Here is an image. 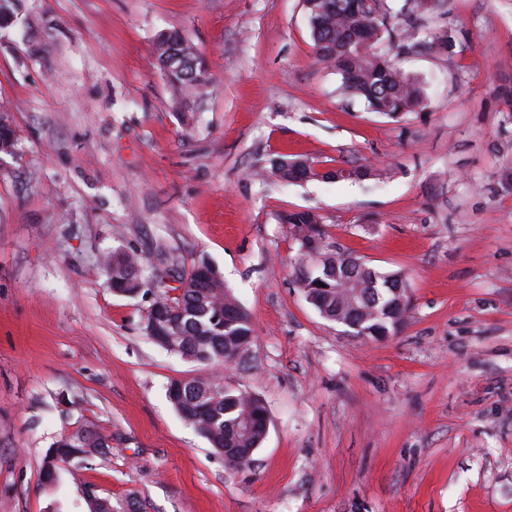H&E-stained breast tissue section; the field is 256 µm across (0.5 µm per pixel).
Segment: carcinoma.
<instances>
[{"label": "carcinoma", "instance_id": "carcinoma-1", "mask_svg": "<svg viewBox=\"0 0 512 512\" xmlns=\"http://www.w3.org/2000/svg\"><path fill=\"white\" fill-rule=\"evenodd\" d=\"M445 0H402L398 9L390 0H303L317 60L332 67L340 78V95L360 101L371 112L399 118L416 111L424 102L421 81L405 73L385 50L397 44L398 52L420 47L429 53L454 57L457 38L452 28H433L420 34L413 20L443 5ZM159 68L176 101L199 98L211 79L204 57L177 32L155 35ZM14 120L0 110V153L17 151ZM372 166H338L321 171L318 163L283 157L272 174L298 183L312 178L364 180L375 176ZM296 233L299 253L307 257L317 251L314 267L300 272L298 284L306 300L328 321L350 329L355 336L384 338L404 321L409 306L405 279L400 272H379L361 259L324 243V231L312 210L291 211L282 216ZM112 270V289L124 296L151 292L155 299L145 321L164 317L170 335L156 345L193 362L216 366L234 355L246 353L255 336L249 313L243 308L222 276L210 279V287L198 288L201 276L215 273L201 261L183 272L176 285L151 279L144 262L133 252L114 251L106 261ZM173 408L207 440L214 454L231 466L253 463V455L267 432L262 419L267 409L261 399L224 384L173 381L167 389ZM106 442L91 430H78L57 441L45 459H69L74 468L105 453ZM89 512H141L135 497L112 500L86 486Z\"/></svg>", "mask_w": 512, "mask_h": 512}]
</instances>
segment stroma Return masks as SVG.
Masks as SVG:
<instances>
[{"label": "stroma", "mask_w": 512, "mask_h": 512, "mask_svg": "<svg viewBox=\"0 0 512 512\" xmlns=\"http://www.w3.org/2000/svg\"><path fill=\"white\" fill-rule=\"evenodd\" d=\"M0 29V512H88L79 489L144 512H512V0H447L448 58L402 69L423 108L391 119L343 100L312 51L303 0H23ZM176 31L207 59L201 104L175 103L153 55ZM376 165L381 179L286 184L282 155ZM402 272L410 310L381 341L324 319L299 288L283 214ZM166 273L207 260L256 330L226 382L269 428L232 468L170 404L212 367L147 336L150 296L113 292L103 260ZM107 454L42 481L80 429ZM17 134L14 120L8 110H0V153L9 155L17 151Z\"/></svg>", "instance_id": "obj_1"}]
</instances>
